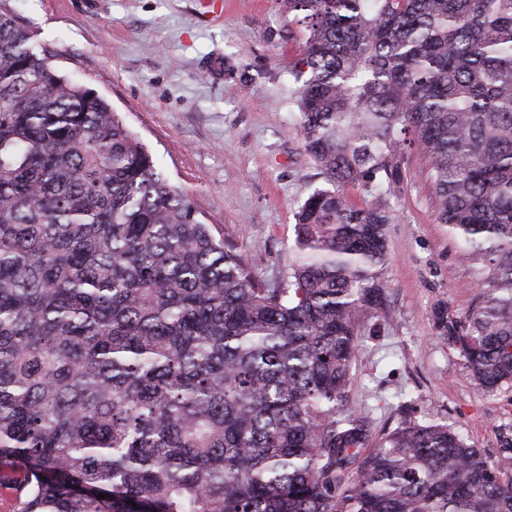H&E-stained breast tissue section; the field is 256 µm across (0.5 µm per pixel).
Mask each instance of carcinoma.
Masks as SVG:
<instances>
[{
    "label": "carcinoma",
    "mask_w": 512,
    "mask_h": 512,
    "mask_svg": "<svg viewBox=\"0 0 512 512\" xmlns=\"http://www.w3.org/2000/svg\"><path fill=\"white\" fill-rule=\"evenodd\" d=\"M283 2L308 20L300 132L327 186L295 213L274 284L0 9L15 512H512V442L492 460L443 423L378 434L345 403L385 289L380 190L413 139L477 274L468 313L439 306L434 328L480 389L512 385V0Z\"/></svg>",
    "instance_id": "obj_1"
}]
</instances>
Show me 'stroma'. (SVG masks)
Returning <instances> with one entry per match:
<instances>
[{
	"label": "stroma",
	"mask_w": 512,
	"mask_h": 512,
	"mask_svg": "<svg viewBox=\"0 0 512 512\" xmlns=\"http://www.w3.org/2000/svg\"><path fill=\"white\" fill-rule=\"evenodd\" d=\"M67 77L119 112L199 219L233 231L254 273L274 281L293 257L294 215L325 184L302 145L298 74L306 25L283 0H0ZM387 284L362 338L349 407L376 431L404 419L451 425L489 457L512 437V387L478 388L433 326L467 313L476 273L437 223L412 146L384 187Z\"/></svg>",
	"instance_id": "1"
}]
</instances>
